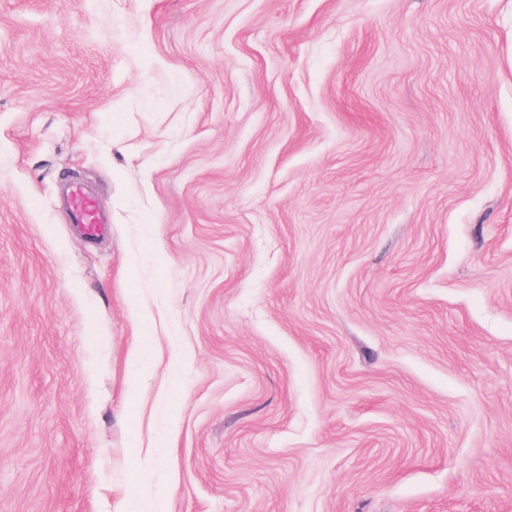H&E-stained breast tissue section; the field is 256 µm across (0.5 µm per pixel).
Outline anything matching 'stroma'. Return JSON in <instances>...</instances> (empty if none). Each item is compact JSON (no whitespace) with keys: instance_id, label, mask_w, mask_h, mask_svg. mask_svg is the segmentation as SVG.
<instances>
[{"instance_id":"1","label":"stroma","mask_w":512,"mask_h":512,"mask_svg":"<svg viewBox=\"0 0 512 512\" xmlns=\"http://www.w3.org/2000/svg\"><path fill=\"white\" fill-rule=\"evenodd\" d=\"M148 501L512 512V0H0V512Z\"/></svg>"}]
</instances>
